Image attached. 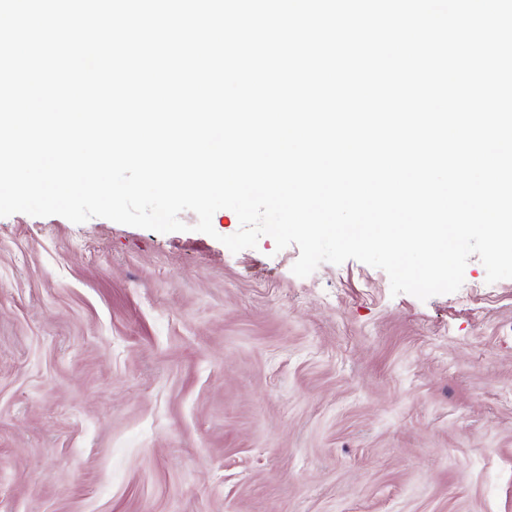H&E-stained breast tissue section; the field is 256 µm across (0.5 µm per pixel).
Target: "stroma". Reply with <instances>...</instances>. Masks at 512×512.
<instances>
[{"instance_id":"1","label":"stroma","mask_w":512,"mask_h":512,"mask_svg":"<svg viewBox=\"0 0 512 512\" xmlns=\"http://www.w3.org/2000/svg\"><path fill=\"white\" fill-rule=\"evenodd\" d=\"M0 217V512H512V279Z\"/></svg>"}]
</instances>
